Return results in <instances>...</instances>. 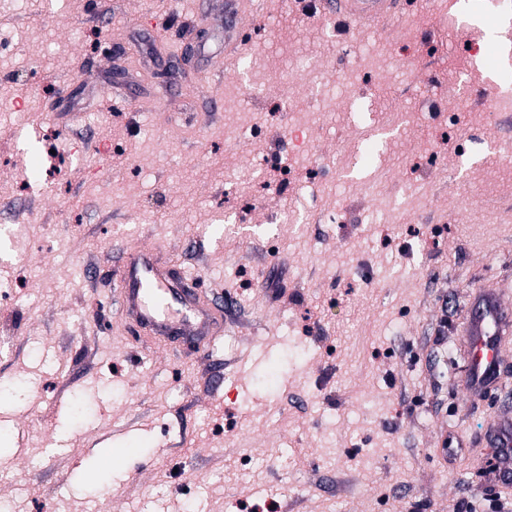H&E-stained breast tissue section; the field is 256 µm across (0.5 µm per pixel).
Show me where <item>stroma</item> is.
Masks as SVG:
<instances>
[{
  "mask_svg": "<svg viewBox=\"0 0 512 512\" xmlns=\"http://www.w3.org/2000/svg\"><path fill=\"white\" fill-rule=\"evenodd\" d=\"M448 2L357 36L273 0L227 69L216 0H0V226L24 227L0 244V383L26 384L0 400V512L512 503L486 443L512 340L494 390L471 404L462 381L473 287L512 305V132L480 104L512 67L468 56L512 45V0H473L454 42ZM373 124L395 133L353 166ZM40 131L58 159L32 192ZM136 243L232 297L209 353L130 336L112 272Z\"/></svg>",
  "mask_w": 512,
  "mask_h": 512,
  "instance_id": "obj_1",
  "label": "stroma"
}]
</instances>
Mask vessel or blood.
<instances>
[{"label": "vessel or blood", "mask_w": 512, "mask_h": 512, "mask_svg": "<svg viewBox=\"0 0 512 512\" xmlns=\"http://www.w3.org/2000/svg\"><path fill=\"white\" fill-rule=\"evenodd\" d=\"M241 0H224V47L220 54L232 64L247 42L243 32ZM400 0H317L319 17L346 24L354 33L374 30L394 19ZM113 280L123 306L135 320V330L158 340L175 336L193 337L196 349L213 348L224 332L223 314L232 310V299L216 304L195 279L187 278L177 266L164 265L156 250L131 247ZM512 335V307L501 294L478 287L464 326L467 353L464 379L469 397L481 396L500 373L503 342ZM490 445L500 453L512 452V423H497L490 431Z\"/></svg>", "instance_id": "b4317fda"}]
</instances>
